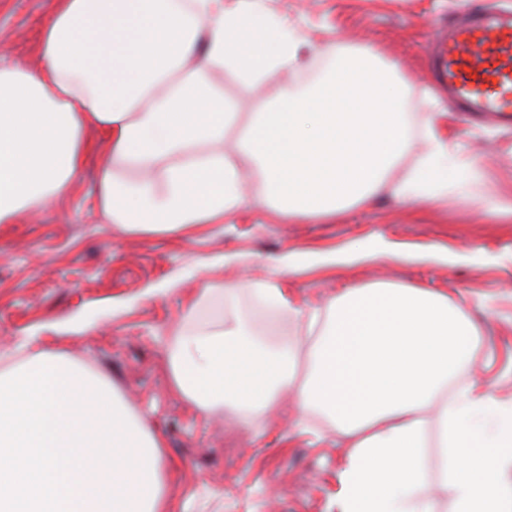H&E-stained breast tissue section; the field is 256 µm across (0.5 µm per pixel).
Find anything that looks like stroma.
Here are the masks:
<instances>
[{"label":"stroma","mask_w":512,"mask_h":512,"mask_svg":"<svg viewBox=\"0 0 512 512\" xmlns=\"http://www.w3.org/2000/svg\"><path fill=\"white\" fill-rule=\"evenodd\" d=\"M303 40L302 65L256 88L235 72L212 77L215 94L240 124L282 88L315 84L330 66L321 51H371L403 85L409 144L396 172L404 174L425 148L432 114L445 113L438 133L458 148L462 168L477 179L423 199L385 195L333 222L291 219L265 205L258 173L247 178L248 201L220 224H198L185 235L136 232L107 223L97 187L104 162L90 155L68 191L49 209L0 224V344L19 346L35 331L43 344L106 376L161 436L177 464L169 479L175 512H336L335 474L345 441L296 435L289 405L248 423L207 415L171 386L166 355L178 332L250 316L242 280L267 282L271 265L314 253L368 246L372 237L425 252L423 260L386 257L359 266L356 282L424 286L464 298L483 329L471 365L454 382H486L512 399V127L472 124L430 82L427 55L442 21L468 10L512 15V0H268ZM53 0H10L0 10V48L37 65L42 22ZM447 253L444 261L429 251ZM298 302L319 305L344 288L318 272L288 275ZM177 282L166 290L168 282ZM201 301L197 321L184 317Z\"/></svg>","instance_id":"35a3bbf8"}]
</instances>
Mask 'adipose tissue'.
<instances>
[{
    "label": "adipose tissue",
    "mask_w": 512,
    "mask_h": 512,
    "mask_svg": "<svg viewBox=\"0 0 512 512\" xmlns=\"http://www.w3.org/2000/svg\"><path fill=\"white\" fill-rule=\"evenodd\" d=\"M266 2L55 0L39 67L0 54V224L61 197L100 147L104 217L142 231L223 223L244 202L245 164L263 177L268 203L313 220L461 182L453 146L431 125L416 167L391 181L408 142L403 89L371 52L332 45L328 76L309 91H281L225 147L236 115L213 93V74L228 68L261 85L299 64L296 31ZM90 127L102 143L86 137ZM395 251L379 238L310 264L330 278ZM271 275L261 300L304 319L312 337L304 375L291 348L271 350L250 319L228 318L171 341L167 369L182 397L246 422L285 394L298 428L327 420L317 438L333 431L349 446L336 512H434V481L451 512H512V400L476 383L450 387L481 341L465 301L352 284L305 309L280 286L283 269ZM163 448L103 376L46 348L27 357L0 349V512H173Z\"/></svg>",
    "instance_id": "obj_1"
}]
</instances>
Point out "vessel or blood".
<instances>
[{"label":"vessel or blood","instance_id":"1","mask_svg":"<svg viewBox=\"0 0 512 512\" xmlns=\"http://www.w3.org/2000/svg\"><path fill=\"white\" fill-rule=\"evenodd\" d=\"M436 42L431 79L458 111L512 122V19L476 15L441 28Z\"/></svg>","mask_w":512,"mask_h":512}]
</instances>
